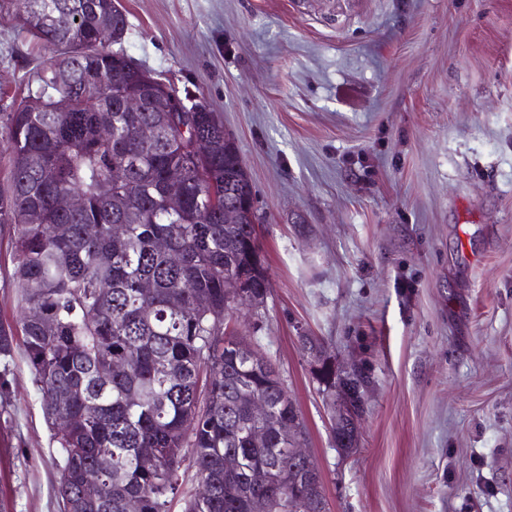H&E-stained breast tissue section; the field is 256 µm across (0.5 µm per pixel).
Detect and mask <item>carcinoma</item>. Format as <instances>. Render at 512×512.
Instances as JSON below:
<instances>
[{
    "instance_id": "cac0c4a2",
    "label": "carcinoma",
    "mask_w": 512,
    "mask_h": 512,
    "mask_svg": "<svg viewBox=\"0 0 512 512\" xmlns=\"http://www.w3.org/2000/svg\"><path fill=\"white\" fill-rule=\"evenodd\" d=\"M10 8L19 33L52 57L24 108L0 113L10 163L0 226L20 306L16 325L0 324V355L21 335L56 443L63 512H126L130 499L139 512H172L189 468L198 485L183 512H251L256 499L294 512L300 495L326 512L317 464L289 459L282 428L300 418L288 387L231 326L236 288L224 273L251 281L259 317L268 271L255 212L224 223V206L252 190L223 119L196 112L182 130L156 110L147 71L113 49L128 30L116 0H0ZM124 98L143 99L144 111H121ZM168 170L183 179L167 183ZM66 194L80 206L59 210ZM301 340L334 409L336 363L319 340ZM255 399L268 406L261 419ZM90 468L99 482H85Z\"/></svg>"
}]
</instances>
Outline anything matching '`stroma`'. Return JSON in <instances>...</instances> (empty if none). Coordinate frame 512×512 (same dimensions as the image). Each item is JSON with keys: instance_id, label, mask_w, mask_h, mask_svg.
Listing matches in <instances>:
<instances>
[{"instance_id": "stroma-1", "label": "stroma", "mask_w": 512, "mask_h": 512, "mask_svg": "<svg viewBox=\"0 0 512 512\" xmlns=\"http://www.w3.org/2000/svg\"><path fill=\"white\" fill-rule=\"evenodd\" d=\"M125 53L219 112L252 186L263 317L328 512H512V0H117ZM0 14V112L49 60ZM356 361L357 450L301 339ZM21 348L0 498L60 512Z\"/></svg>"}]
</instances>
